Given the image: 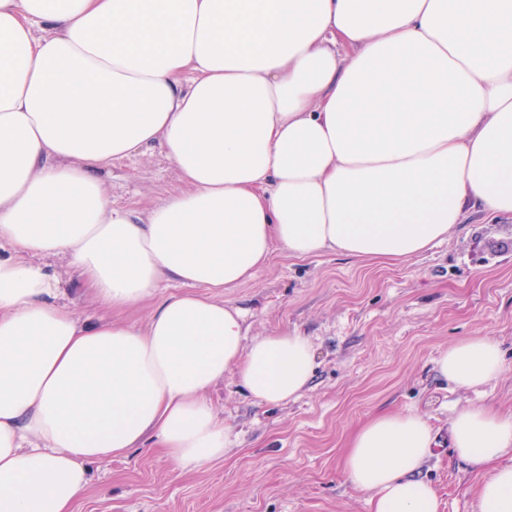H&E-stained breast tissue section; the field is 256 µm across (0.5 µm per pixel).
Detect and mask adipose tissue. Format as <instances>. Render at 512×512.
Instances as JSON below:
<instances>
[{
	"label": "adipose tissue",
	"mask_w": 512,
	"mask_h": 512,
	"mask_svg": "<svg viewBox=\"0 0 512 512\" xmlns=\"http://www.w3.org/2000/svg\"><path fill=\"white\" fill-rule=\"evenodd\" d=\"M155 148L181 189L113 206L102 172ZM472 214L512 216V0H0V512H71L88 464L149 443L222 459L226 372L298 397L310 340L246 338L224 297L275 251L407 259ZM55 257L104 307L157 299L146 326L82 322ZM437 368L467 390L504 372L488 336ZM450 439L489 470L479 512H512V414L454 409ZM434 440L379 414L342 470L371 512H438Z\"/></svg>",
	"instance_id": "1"
}]
</instances>
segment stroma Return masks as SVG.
I'll return each mask as SVG.
<instances>
[{
    "label": "stroma",
    "instance_id": "35a3bbf8",
    "mask_svg": "<svg viewBox=\"0 0 512 512\" xmlns=\"http://www.w3.org/2000/svg\"><path fill=\"white\" fill-rule=\"evenodd\" d=\"M113 203L145 210L181 184L160 151L115 162L101 175ZM226 297L246 314L249 336L297 330L315 349L314 375L298 399L254 403L234 373L210 398L238 441L223 460L183 469L150 448L89 466L72 512H370L367 493L347 484L340 463L353 431L384 411H416L437 439L420 476L438 512H477L484 470L450 445L455 407L512 412V217H471L448 239L404 260L357 261L325 252H275ZM67 299L92 323L145 325V303L108 311L80 289ZM489 336L504 372L481 391L440 377L451 343Z\"/></svg>",
    "mask_w": 512,
    "mask_h": 512
}]
</instances>
